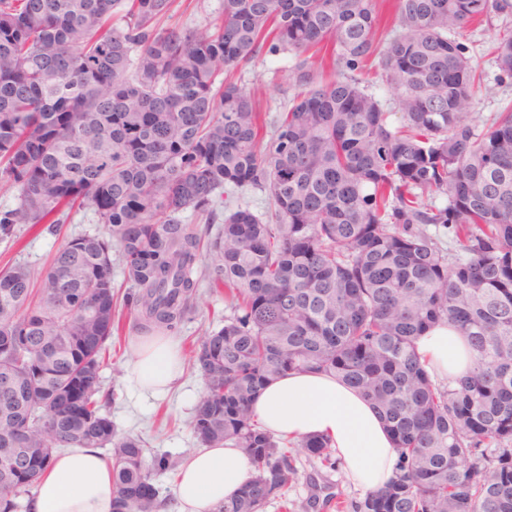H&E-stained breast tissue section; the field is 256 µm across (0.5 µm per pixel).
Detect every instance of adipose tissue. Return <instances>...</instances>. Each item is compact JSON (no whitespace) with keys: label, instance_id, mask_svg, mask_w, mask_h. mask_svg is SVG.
I'll list each match as a JSON object with an SVG mask.
<instances>
[{"label":"adipose tissue","instance_id":"1","mask_svg":"<svg viewBox=\"0 0 512 512\" xmlns=\"http://www.w3.org/2000/svg\"><path fill=\"white\" fill-rule=\"evenodd\" d=\"M417 351L442 378L465 376L474 359L463 336L438 325L421 336ZM179 343L151 333L139 337L129 365L142 393L166 392L182 373ZM261 425L291 440L330 439L345 478L364 491L382 488L392 476L397 451L372 404L335 376L292 372L269 382L253 402ZM251 477V465L234 447L201 448L180 464L173 512H215ZM112 465L95 448H70L56 454L35 487L31 512H112Z\"/></svg>","mask_w":512,"mask_h":512}]
</instances>
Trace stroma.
<instances>
[{
    "instance_id": "35a3bbf8",
    "label": "stroma",
    "mask_w": 512,
    "mask_h": 512,
    "mask_svg": "<svg viewBox=\"0 0 512 512\" xmlns=\"http://www.w3.org/2000/svg\"><path fill=\"white\" fill-rule=\"evenodd\" d=\"M507 27L512 28V13H495L488 23L469 27L457 37L481 76L480 86L467 111L468 121L479 131L495 112L512 102V76L498 69L492 44L495 34ZM293 62V56L288 53L262 55L232 70L231 78L255 93L264 111L274 115L281 112L296 93L287 77ZM103 232V225L97 223L89 210L78 212L68 224L21 228L19 245L0 242V267L19 262L37 271L46 269L55 252L72 237ZM230 313L223 294H201L196 310L172 333L182 349L183 374L172 389L160 397L141 395L129 379L128 365L136 330L130 327L125 336L108 341L99 375L102 394L107 400L105 412L118 435L142 437L153 452L178 459L200 448L192 420L204 389V379L193 361L192 350L206 332L221 328ZM297 468L296 481L284 496L271 498L264 512H283L282 505L286 502L292 503L293 512H311L308 502L314 492L324 495L339 489L350 500L364 495L363 490L346 482L341 471L323 468L319 462L302 457Z\"/></svg>"
}]
</instances>
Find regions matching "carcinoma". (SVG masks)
Listing matches in <instances>:
<instances>
[{"label":"carcinoma","instance_id":"cac0c4a2","mask_svg":"<svg viewBox=\"0 0 512 512\" xmlns=\"http://www.w3.org/2000/svg\"><path fill=\"white\" fill-rule=\"evenodd\" d=\"M174 0H0V240L17 225L90 209L106 236L78 235L40 279L0 270V512H20L63 448L115 445L114 512H156L153 475L175 470L138 437L114 439L99 370L123 330L173 331L199 288L234 313L204 337L193 428L241 449L251 480L218 512H263L300 454L334 468L325 437L282 442L255 419L266 383L332 373L378 409L398 452L381 489L336 512H512V102L482 132L466 118L480 80L455 34L512 0H397L389 38L375 0H219L203 25L166 27ZM512 75V33L495 36ZM346 71L320 80L324 58ZM291 53L298 89L269 123L224 71ZM369 62L398 92L391 128L353 72ZM268 191L258 216L239 203ZM443 195V206L424 196ZM218 224L207 244L184 214ZM456 248L444 249L430 228ZM451 324L475 352L468 375L431 379L416 341ZM240 202L257 215L264 214L272 205L267 191L254 188L244 189L240 195Z\"/></svg>","mask_w":512,"mask_h":512}]
</instances>
